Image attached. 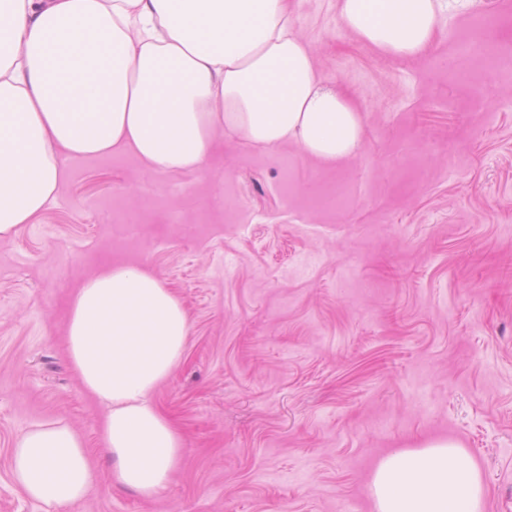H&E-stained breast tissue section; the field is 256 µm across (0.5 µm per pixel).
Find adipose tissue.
Wrapping results in <instances>:
<instances>
[{
	"mask_svg": "<svg viewBox=\"0 0 512 512\" xmlns=\"http://www.w3.org/2000/svg\"><path fill=\"white\" fill-rule=\"evenodd\" d=\"M476 3L336 0V12L361 42L415 58L445 16ZM227 132L325 164L361 151L363 116L323 83L288 0H0V239L55 201L64 159L131 152L149 173H194ZM189 330L180 300L142 265L103 269L70 303L69 359L106 409L109 478L146 498L182 458L153 394ZM10 470L63 512L96 481L81 438L59 421L19 436ZM370 493L375 512H485L483 475L449 440L382 459Z\"/></svg>",
	"mask_w": 512,
	"mask_h": 512,
	"instance_id": "1",
	"label": "adipose tissue"
}]
</instances>
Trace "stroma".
Here are the masks:
<instances>
[{"instance_id":"obj_1","label":"stroma","mask_w":512,"mask_h":512,"mask_svg":"<svg viewBox=\"0 0 512 512\" xmlns=\"http://www.w3.org/2000/svg\"><path fill=\"white\" fill-rule=\"evenodd\" d=\"M335 2L290 0L363 115L358 157L228 134L199 173L74 158L0 240V512H57L10 475L14 439L50 421L100 475L76 512H374L380 459L446 439L473 454L486 512H512V81L456 50L478 15L512 44V0L448 17L415 59L356 40ZM115 262L154 272L190 323L154 394L185 452L152 499L109 483L106 409L68 356L73 293Z\"/></svg>"}]
</instances>
